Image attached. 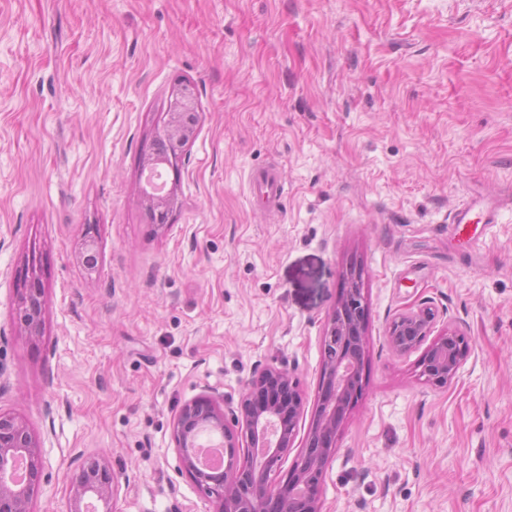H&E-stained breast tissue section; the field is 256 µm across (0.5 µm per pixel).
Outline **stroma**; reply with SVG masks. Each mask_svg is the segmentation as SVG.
I'll return each instance as SVG.
<instances>
[{"mask_svg": "<svg viewBox=\"0 0 512 512\" xmlns=\"http://www.w3.org/2000/svg\"><path fill=\"white\" fill-rule=\"evenodd\" d=\"M186 81L199 133L159 231L141 163ZM268 165L275 211L248 191ZM470 200L492 228L452 223ZM353 264L368 342L322 512H512V0H0V412L41 445L32 512H69L92 457L116 512H217L174 423L269 365L304 399L285 479ZM424 301L470 345L447 388L386 344ZM32 278V286L21 295L19 304L21 323L27 335L36 339L42 336L43 331L45 288L42 287L37 274H32Z\"/></svg>", "mask_w": 512, "mask_h": 512, "instance_id": "stroma-1", "label": "stroma"}]
</instances>
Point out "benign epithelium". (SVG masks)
<instances>
[{"mask_svg":"<svg viewBox=\"0 0 512 512\" xmlns=\"http://www.w3.org/2000/svg\"><path fill=\"white\" fill-rule=\"evenodd\" d=\"M198 98L194 85L185 82L177 89L168 119L154 136L163 141L168 153L155 151L143 160V167H177V160L198 133ZM146 209L157 227L168 228L169 215L180 204L177 182L156 190L141 187ZM83 266L90 272L98 267L97 246L92 236L84 240ZM347 288L329 317L323 336V360L319 397L311 428L288 478L270 481L271 473L294 447L303 400L297 383L286 371L268 366L255 375L242 396L240 414L226 415L209 396L185 403L174 425V439L182 467L198 489L219 502L218 512H321L319 489L327 466L336 454V435L346 410L359 388V375L366 344V306L362 294V275L355 265L345 271ZM44 292L38 275L20 297L21 323L28 336H42ZM438 312L422 303L397 314L390 322L386 339L397 355L419 348L431 335ZM468 355V341L457 328L446 332L428 347L421 377L436 388L452 385ZM246 435V458L238 460L232 428ZM203 434L219 439L224 448L218 468H205L194 448ZM28 465L27 479L16 482L6 477L16 460ZM45 464L38 440L22 420L0 413V512H31L34 495L41 487ZM117 477L110 466L93 459L80 468L71 481L70 512H87L90 499L112 512L111 503Z\"/></svg>","mask_w":512,"mask_h":512,"instance_id":"benign-epithelium-1","label":"benign epithelium"}]
</instances>
